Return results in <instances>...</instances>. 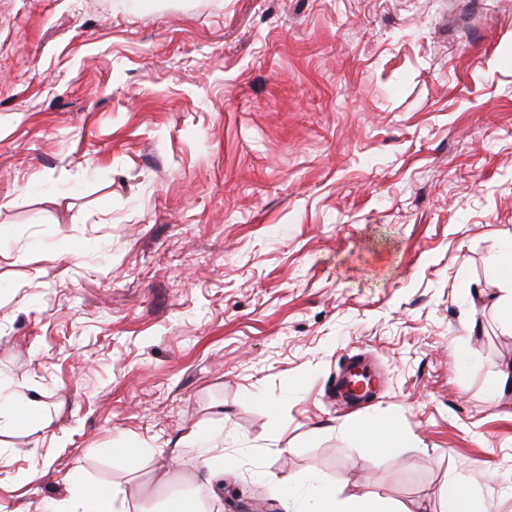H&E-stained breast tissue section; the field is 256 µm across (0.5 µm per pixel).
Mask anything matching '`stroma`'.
<instances>
[{
  "instance_id": "1",
  "label": "stroma",
  "mask_w": 512,
  "mask_h": 512,
  "mask_svg": "<svg viewBox=\"0 0 512 512\" xmlns=\"http://www.w3.org/2000/svg\"><path fill=\"white\" fill-rule=\"evenodd\" d=\"M510 40L512 0H0V381L53 421L0 433V512L77 467L129 512L511 495ZM386 419L373 457L343 431ZM500 286L494 305L502 321L512 330V237L506 238L498 255ZM218 447L216 437L211 436L202 443L198 455L200 464L216 479L224 477V449ZM311 510L302 512H411L409 508L397 506L387 510L384 500L379 496L365 498L343 495L336 491V486L313 480L308 488Z\"/></svg>"
}]
</instances>
